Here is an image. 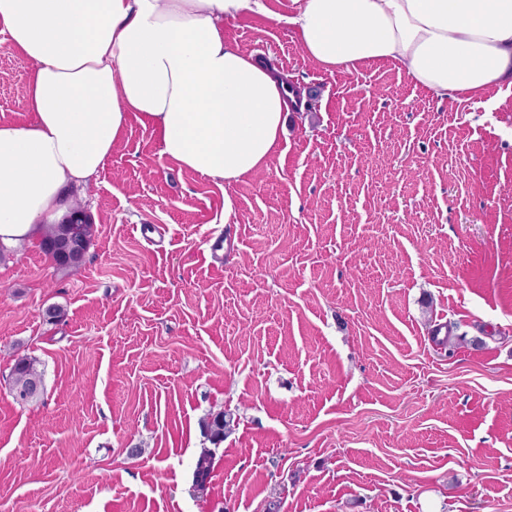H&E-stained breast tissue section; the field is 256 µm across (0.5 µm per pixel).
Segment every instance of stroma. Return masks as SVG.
Here are the masks:
<instances>
[{
  "label": "stroma",
  "mask_w": 512,
  "mask_h": 512,
  "mask_svg": "<svg viewBox=\"0 0 512 512\" xmlns=\"http://www.w3.org/2000/svg\"><path fill=\"white\" fill-rule=\"evenodd\" d=\"M269 7L224 23L310 96L265 168L224 186L134 116L77 196L82 264L0 250V512H512V89L323 70ZM32 69L0 44V123ZM20 356L44 384L23 405ZM11 378L13 397L19 403L28 402L43 390V374L32 358L21 356L14 359ZM215 452L212 449H204L198 456L192 472V486L199 492L204 493L211 481L214 470Z\"/></svg>",
  "instance_id": "stroma-1"
}]
</instances>
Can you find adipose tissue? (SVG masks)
Wrapping results in <instances>:
<instances>
[{
	"label": "adipose tissue",
	"mask_w": 512,
	"mask_h": 512,
	"mask_svg": "<svg viewBox=\"0 0 512 512\" xmlns=\"http://www.w3.org/2000/svg\"><path fill=\"white\" fill-rule=\"evenodd\" d=\"M288 24L327 71L404 65L435 97L512 88V0H293ZM265 0H0V43L34 65L27 122L0 124V243L72 209L131 115L162 152L232 185L267 166L295 106L287 78L224 38Z\"/></svg>",
	"instance_id": "ef3b65f1"
}]
</instances>
